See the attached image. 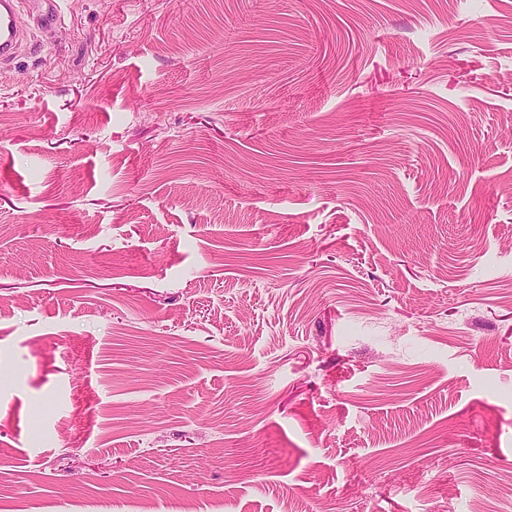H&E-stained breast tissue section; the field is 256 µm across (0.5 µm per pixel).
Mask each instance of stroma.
Wrapping results in <instances>:
<instances>
[{
  "instance_id": "35a3bbf8",
  "label": "stroma",
  "mask_w": 512,
  "mask_h": 512,
  "mask_svg": "<svg viewBox=\"0 0 512 512\" xmlns=\"http://www.w3.org/2000/svg\"><path fill=\"white\" fill-rule=\"evenodd\" d=\"M41 8L0 512H512V0Z\"/></svg>"
}]
</instances>
